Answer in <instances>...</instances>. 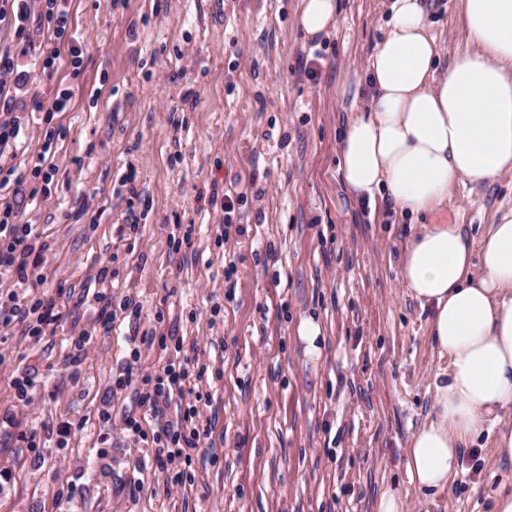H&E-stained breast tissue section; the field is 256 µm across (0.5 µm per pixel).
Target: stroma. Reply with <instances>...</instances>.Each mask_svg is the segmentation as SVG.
Instances as JSON below:
<instances>
[{
  "instance_id": "35a3bbf8",
  "label": "stroma",
  "mask_w": 512,
  "mask_h": 512,
  "mask_svg": "<svg viewBox=\"0 0 512 512\" xmlns=\"http://www.w3.org/2000/svg\"><path fill=\"white\" fill-rule=\"evenodd\" d=\"M420 3L447 70L467 48L457 0ZM301 6L67 0L75 69L39 14L18 21L16 0H0L20 123L0 154V206L45 248L28 280L0 284V302L20 305L0 324V512H377L395 490L406 512H490L512 465L488 439L465 447L446 491L409 482L408 442L448 361L399 279L412 228L337 174L342 132L368 109L339 89L383 38L389 0H337L335 29L315 40ZM65 88L46 199L33 174L42 109ZM511 209L509 175L453 188L428 220L477 236ZM40 300L54 306L41 324ZM170 364L187 377L162 420L145 417L139 394ZM126 416L138 435L117 430ZM167 422L200 440L164 466Z\"/></svg>"
}]
</instances>
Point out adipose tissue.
I'll return each mask as SVG.
<instances>
[{
	"label": "adipose tissue",
	"instance_id": "adipose-tissue-1",
	"mask_svg": "<svg viewBox=\"0 0 512 512\" xmlns=\"http://www.w3.org/2000/svg\"><path fill=\"white\" fill-rule=\"evenodd\" d=\"M469 49L438 72V36L419 0H391L383 39L342 97L370 89L337 150L347 189L388 199L417 224L400 259L411 296L430 308L448 368L433 384V416L411 437L405 470L422 495L445 490L462 446L488 437L512 463V210L481 237L460 224H426L459 185L512 173V0H460ZM337 24L336 0H302L307 39Z\"/></svg>",
	"mask_w": 512,
	"mask_h": 512
}]
</instances>
